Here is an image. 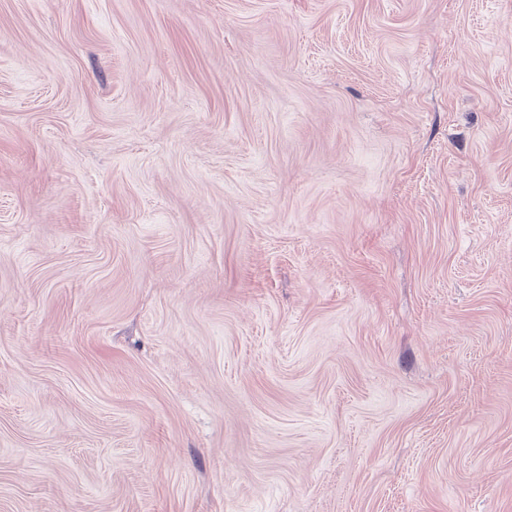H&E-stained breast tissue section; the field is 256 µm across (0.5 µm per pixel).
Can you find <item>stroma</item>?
I'll return each mask as SVG.
<instances>
[{
	"label": "stroma",
	"mask_w": 512,
	"mask_h": 512,
	"mask_svg": "<svg viewBox=\"0 0 512 512\" xmlns=\"http://www.w3.org/2000/svg\"><path fill=\"white\" fill-rule=\"evenodd\" d=\"M0 512H512V0H0Z\"/></svg>",
	"instance_id": "obj_1"
}]
</instances>
